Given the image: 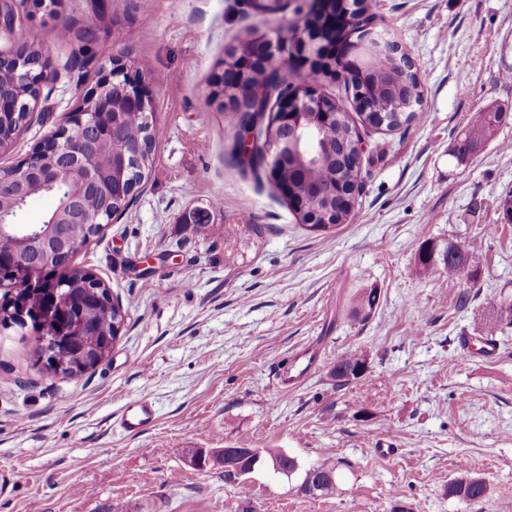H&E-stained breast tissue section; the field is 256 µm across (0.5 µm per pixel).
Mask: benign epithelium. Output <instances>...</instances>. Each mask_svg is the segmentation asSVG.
Here are the masks:
<instances>
[{"mask_svg":"<svg viewBox=\"0 0 512 512\" xmlns=\"http://www.w3.org/2000/svg\"><path fill=\"white\" fill-rule=\"evenodd\" d=\"M14 2L16 0H0V31L12 30ZM351 12L349 0H318L314 6V13L331 24L341 17L349 18L341 39V43L349 47V53L369 51L375 59L389 58L403 70H415L412 58L397 40L387 32L375 30L364 18L351 16ZM319 40V31L311 29L302 31L295 43V59L308 74L306 91L274 96L269 102L261 99L251 101L256 119L251 131L241 140L239 151L243 158L248 159L254 147H260L265 174L271 180L278 177L280 162L285 157L300 153V134L305 132L310 122L317 127L310 152L322 156L333 150L323 132L335 112L328 109L327 101L317 89L319 77L328 75V72L321 65L322 58L310 51V44ZM259 43L262 44L263 55L259 58L243 55L238 68L245 76L252 75L256 68L281 74L274 44L263 39ZM6 65L13 66L16 80L24 84L40 82L41 61L26 64L18 52L1 51L0 68ZM369 73V66L350 64L346 57L336 63L334 73V76L358 86L361 108L367 112L372 111L368 106L371 99L365 92ZM149 101L150 91L142 77L129 71L117 59H112L111 67H102L99 84L83 95L82 104L68 113L65 125L54 136L23 162L0 169V185L7 180L18 179L29 182L32 189L42 191L65 180L74 181L91 193L99 190L111 194L124 193L126 187L121 174L131 168L130 158L123 156L117 159L111 171L102 172L97 166L95 150L122 123L125 113L138 109L146 112ZM5 222L6 217L0 215V282L10 283L19 291L45 296L43 304L33 308V317H28L26 309L22 308L14 316V324L26 327L34 323L41 332V361L54 376L75 378L76 365L95 367L109 357L114 343L107 336L91 345L73 346L63 335L48 332L49 324H59L67 318L72 302L64 284L50 277H40L36 271L54 268L76 249L77 242L69 236L68 225L96 224L98 216L87 213L76 197L64 198L47 228L23 238L24 244L31 246L27 255L19 248L3 247L7 235ZM223 452L228 469L241 475L248 474L246 461L256 463L260 459L254 448H225Z\"/></svg>","mask_w":512,"mask_h":512,"instance_id":"obj_1","label":"benign epithelium"}]
</instances>
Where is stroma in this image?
Here are the masks:
<instances>
[{
    "label": "stroma",
    "instance_id": "stroma-1",
    "mask_svg": "<svg viewBox=\"0 0 512 512\" xmlns=\"http://www.w3.org/2000/svg\"><path fill=\"white\" fill-rule=\"evenodd\" d=\"M262 3L60 0L52 15L17 0L0 33V50L37 46L56 72L0 167L53 136L114 58L144 77L156 124L147 180L72 261L122 307L111 355L57 378L32 327L0 325V512H512V325L494 315L512 302V0H372L367 18L413 58L423 101L399 129L358 126L363 188L350 223L328 230L242 173L236 115L211 97L246 38L279 43L293 76L299 0ZM491 110L493 137L457 163L463 130ZM426 240L467 248L476 282L417 273ZM353 354L366 371L337 387L331 371ZM298 355L314 365L282 388L276 372ZM142 398L153 425L115 427ZM242 444L334 463L335 494L303 495L262 466L229 484L187 461ZM462 477L487 496H450Z\"/></svg>",
    "mask_w": 512,
    "mask_h": 512
}]
</instances>
